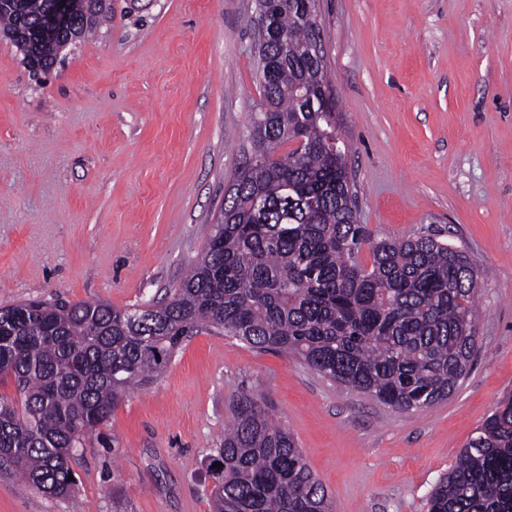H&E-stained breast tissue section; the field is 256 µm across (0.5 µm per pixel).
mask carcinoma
<instances>
[{
  "instance_id": "carcinoma-1",
  "label": "carcinoma",
  "mask_w": 512,
  "mask_h": 512,
  "mask_svg": "<svg viewBox=\"0 0 512 512\" xmlns=\"http://www.w3.org/2000/svg\"><path fill=\"white\" fill-rule=\"evenodd\" d=\"M53 0H5L0 31L49 66L58 43L24 37ZM318 0H256L260 99L245 163L224 192L201 256L163 303L101 301L0 308V469L37 491L69 495L71 459L126 391L157 379L182 345L222 331L260 351L303 360L325 379L399 411L446 399L479 353L477 295L485 270L441 234L375 236L357 219L333 95L321 91ZM93 20L75 7L72 32ZM217 449L214 512H331L323 485L261 396L246 392ZM428 512H512V394L475 429L433 487Z\"/></svg>"
}]
</instances>
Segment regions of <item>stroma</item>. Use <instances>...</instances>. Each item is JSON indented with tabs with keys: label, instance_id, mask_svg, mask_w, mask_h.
<instances>
[{
	"label": "stroma",
	"instance_id": "1",
	"mask_svg": "<svg viewBox=\"0 0 512 512\" xmlns=\"http://www.w3.org/2000/svg\"><path fill=\"white\" fill-rule=\"evenodd\" d=\"M255 0H112L33 78L0 36V307L162 300L201 254L260 99ZM360 223L444 233L487 272L481 350L447 401L402 412L298 359L204 332L125 393L51 498L0 471V512H212L240 392L261 394L335 512H427L512 390V0H320Z\"/></svg>",
	"mask_w": 512,
	"mask_h": 512
}]
</instances>
